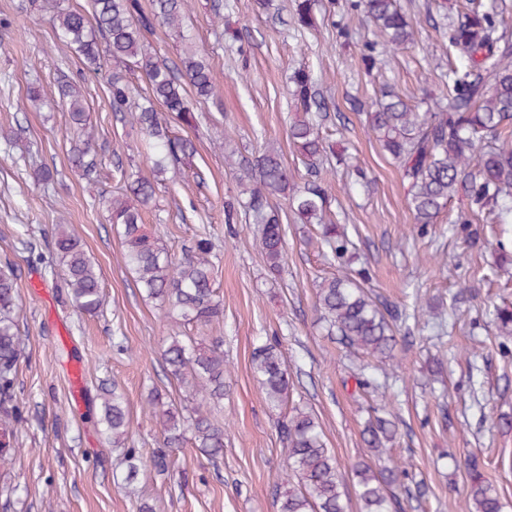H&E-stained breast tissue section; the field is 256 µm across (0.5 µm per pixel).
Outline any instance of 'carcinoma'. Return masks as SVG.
Masks as SVG:
<instances>
[{"instance_id":"cac0c4a2","label":"carcinoma","mask_w":512,"mask_h":512,"mask_svg":"<svg viewBox=\"0 0 512 512\" xmlns=\"http://www.w3.org/2000/svg\"><path fill=\"white\" fill-rule=\"evenodd\" d=\"M188 0H153V9L144 13L138 0H91L87 12L72 9L65 0H42L41 9L51 13L52 22L64 47L81 56L93 72L104 66L105 57L132 58L145 80L144 93L120 75L108 78L112 111L127 113L146 136L147 154L153 171L162 175L167 167L184 163L195 153L192 140L172 134L171 122L190 126L196 122L197 105L215 96L216 88L205 59L189 54L181 64L170 67L160 61L146 39L154 22L180 27ZM365 18L383 38V47L395 50L412 40V23L398 0H359ZM299 25L317 28L314 0H293ZM504 6L496 0H469L466 11L446 29L448 48L459 64L448 69L443 83L447 104L432 90L427 99L437 110L417 112L388 89L382 92L376 110L367 113L368 129L383 150L398 162L409 186L408 204L414 223L434 224L448 202L457 196L467 200L454 223L469 247L490 244L500 260L512 264V242L489 240L497 228L512 224V29L500 24ZM59 99L70 114L77 131L71 161L87 184L97 182L98 160L94 129L89 113L71 86L58 87ZM296 108L305 118L289 127L308 179L304 186L293 183L288 167L277 150L268 148L242 166L248 171L253 224L270 270L285 264L284 229L271 213L268 197L281 195L305 224H317L329 256L340 262L352 241L340 225L325 219L327 196L321 178L326 145L316 118L327 106L318 84L307 70L293 76L291 89ZM161 104L169 116L157 112ZM126 194L107 201L110 221L117 228L126 265L136 275V283L146 296L159 301L165 316L179 327L208 328L223 318L222 301L214 288L212 242L207 234L195 240L179 258L166 251L160 240L149 236L142 224V210L155 199V182L137 177L125 185ZM51 272L61 267L60 288L74 309L95 313L103 304L101 274L73 233L59 227L52 239ZM316 306L338 343L354 353L383 361L396 359V338L387 319L388 306L370 295L353 276L324 278L316 292ZM20 296L12 263L0 265V463L14 459L19 449L18 426L22 422L21 403L15 386L24 357L17 311ZM496 327L512 334V305L495 308ZM163 359L170 374L189 396L197 401L189 413L156 393L150 405L163 426V445L179 448L185 433L191 432L196 447L210 455L224 448V426L212 415L210 405L224 400L223 340L219 336H172ZM252 367L269 408L291 409L281 425L288 477L296 485L276 487L277 512H348L344 475L327 448L314 414L292 402L288 365L280 344L267 340L252 353ZM99 424L114 448L125 450V481L131 483L152 468L166 472L170 454L162 453L143 462L135 448L127 447L130 421L123 392L118 385L104 387L100 394ZM397 435L395 422L377 416L369 421L364 441L377 458ZM470 483L467 512H502L496 490L485 480L478 459L467 463ZM358 497L363 512H404L400 493L420 500L424 483L416 490L405 486L406 471L397 467L378 468L362 462L356 467Z\"/></svg>"}]
</instances>
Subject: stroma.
I'll list each match as a JSON object with an SVG mask.
<instances>
[{
    "mask_svg": "<svg viewBox=\"0 0 512 512\" xmlns=\"http://www.w3.org/2000/svg\"><path fill=\"white\" fill-rule=\"evenodd\" d=\"M213 3L192 0L181 30L159 24L148 35L174 63L187 45L203 49L217 95L200 105L205 118L198 126L177 127L196 153L157 183L156 204L143 222L175 255L201 231L211 235L214 286L224 304L212 333L224 339L227 364L224 404L213 414L227 433L219 458L185 444L175 451L179 478L159 474L131 488L122 480L121 449L106 442L97 422L101 384L122 389L132 445L146 460L163 440L149 392L178 402L185 397L161 358L173 328L137 288L100 201L119 194L121 171L150 176L142 137L113 112L106 83L62 50L48 12L31 9L29 0H0V131L23 127L33 145L32 157L19 164L0 140V261L16 269L25 338L16 381L21 452L12 467L0 468V512H137L143 500L156 512H277L275 487L287 473L278 426L284 413L270 410L251 369L254 347L274 338L282 344L294 400L315 414L345 475L350 512L361 510L354 467L372 458L363 429L380 405L398 426L383 464L407 466L428 487L426 499L409 502L406 512H461L468 499L464 460L471 454L503 512H512V335L491 323L494 305L512 303V282L485 281L492 249L467 248L451 225L463 200H452L420 234L408 211L407 183L365 126L364 110L386 81L426 110L425 89L448 71L443 31L456 19L459 0H400L413 40L370 74L361 54L374 29L351 0H317L318 27L309 33L295 19L293 0H223L220 19ZM301 68L317 78L329 106L321 128L330 148L327 208L357 244L350 266L366 269L369 286L391 310L416 302L425 319L401 329L408 348L387 366V385L376 391L358 388L353 378L369 356L347 353L315 308L318 282L340 267L324 258L314 228L283 197H270L286 241L285 270L272 274L240 193L247 173L237 159L269 146L295 183L304 181L288 138L300 117L288 87ZM64 81L79 91L95 128L103 167L93 190L70 161L75 133L66 108L29 98L32 84L53 89ZM44 166L56 172L47 186L36 179ZM230 202L236 213L229 221ZM59 225L81 239L101 272L105 302L97 313L76 312L40 261ZM27 241L33 250L24 249ZM463 278L472 296L454 312L451 296ZM437 320L443 330L434 328ZM116 336L124 337L127 351L113 348ZM15 485L19 493L3 495Z\"/></svg>",
    "mask_w": 512,
    "mask_h": 512,
    "instance_id": "1",
    "label": "stroma"
}]
</instances>
